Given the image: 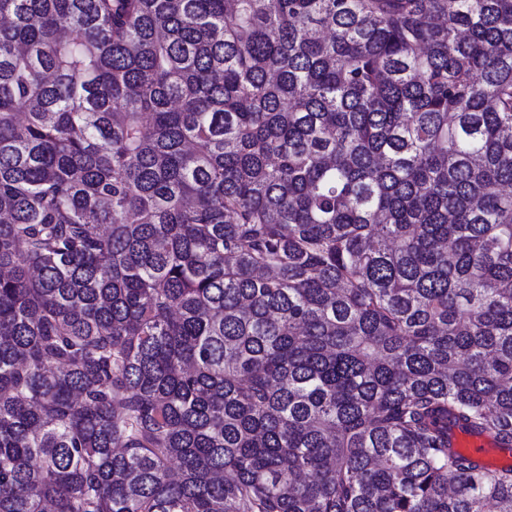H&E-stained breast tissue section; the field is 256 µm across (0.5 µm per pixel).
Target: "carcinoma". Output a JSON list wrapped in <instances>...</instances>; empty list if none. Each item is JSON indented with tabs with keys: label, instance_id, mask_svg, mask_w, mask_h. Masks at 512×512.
I'll list each match as a JSON object with an SVG mask.
<instances>
[{
	"label": "carcinoma",
	"instance_id": "1",
	"mask_svg": "<svg viewBox=\"0 0 512 512\" xmlns=\"http://www.w3.org/2000/svg\"><path fill=\"white\" fill-rule=\"evenodd\" d=\"M512 0H0V512H512ZM487 435L468 434L460 427H452L449 432L450 447L453 451L465 453L473 462L480 466H496L493 460L499 461L501 466H510L512 462V451L495 448H485L484 444ZM468 440L469 444L465 441ZM463 448H466L465 450Z\"/></svg>",
	"mask_w": 512,
	"mask_h": 512
}]
</instances>
